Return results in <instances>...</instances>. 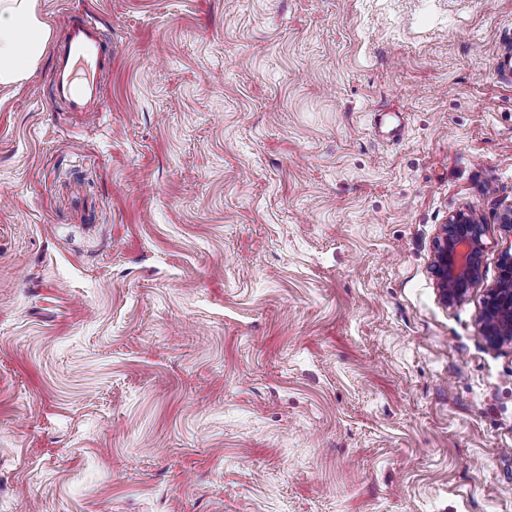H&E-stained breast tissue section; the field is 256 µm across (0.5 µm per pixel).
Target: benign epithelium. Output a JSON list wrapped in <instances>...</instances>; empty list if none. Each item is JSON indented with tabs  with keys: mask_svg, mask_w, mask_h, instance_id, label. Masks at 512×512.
<instances>
[{
	"mask_svg": "<svg viewBox=\"0 0 512 512\" xmlns=\"http://www.w3.org/2000/svg\"><path fill=\"white\" fill-rule=\"evenodd\" d=\"M484 224L472 210L448 217L433 246L432 269L445 306L461 302L483 275ZM479 331L487 347L512 345V246L501 253L499 277L488 290Z\"/></svg>",
	"mask_w": 512,
	"mask_h": 512,
	"instance_id": "benign-epithelium-1",
	"label": "benign epithelium"
}]
</instances>
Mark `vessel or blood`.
I'll return each mask as SVG.
<instances>
[{
    "mask_svg": "<svg viewBox=\"0 0 512 512\" xmlns=\"http://www.w3.org/2000/svg\"><path fill=\"white\" fill-rule=\"evenodd\" d=\"M111 63L112 48L95 22L83 16L68 17L65 39L54 63V100L68 111H85L100 96L98 71Z\"/></svg>",
    "mask_w": 512,
    "mask_h": 512,
    "instance_id": "obj_1",
    "label": "vessel or blood"
}]
</instances>
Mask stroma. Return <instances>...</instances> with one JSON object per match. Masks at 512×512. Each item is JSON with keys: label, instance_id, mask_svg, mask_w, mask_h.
Here are the masks:
<instances>
[{"label": "stroma", "instance_id": "1", "mask_svg": "<svg viewBox=\"0 0 512 512\" xmlns=\"http://www.w3.org/2000/svg\"><path fill=\"white\" fill-rule=\"evenodd\" d=\"M39 2L0 87V512H512L478 331L512 0ZM73 12L112 44L85 112L52 102ZM465 208L483 280L447 307ZM38 0H0V86L27 79L42 60L51 27ZM484 224L472 210L448 217L433 246L432 269L445 306L461 302L483 275Z\"/></svg>", "mask_w": 512, "mask_h": 512}]
</instances>
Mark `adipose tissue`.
<instances>
[{"instance_id":"1","label":"adipose tissue","mask_w":512,"mask_h":512,"mask_svg":"<svg viewBox=\"0 0 512 512\" xmlns=\"http://www.w3.org/2000/svg\"><path fill=\"white\" fill-rule=\"evenodd\" d=\"M51 27L38 0H0V86L27 79L42 60Z\"/></svg>"}]
</instances>
